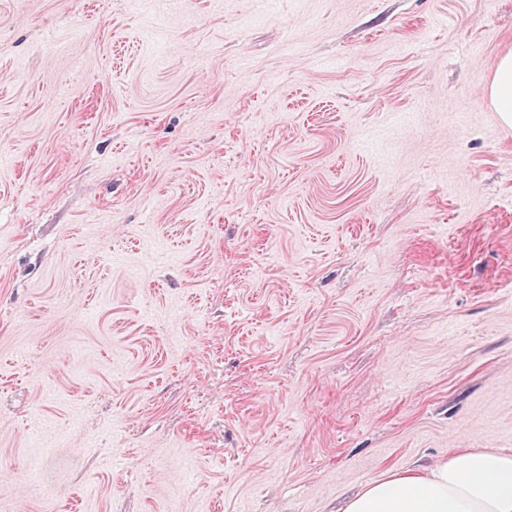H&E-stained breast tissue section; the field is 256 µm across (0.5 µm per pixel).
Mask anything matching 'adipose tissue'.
<instances>
[{"label": "adipose tissue", "mask_w": 512, "mask_h": 512, "mask_svg": "<svg viewBox=\"0 0 512 512\" xmlns=\"http://www.w3.org/2000/svg\"><path fill=\"white\" fill-rule=\"evenodd\" d=\"M488 97L512 126V51L495 62ZM340 512H512V452L449 449L436 462L366 483Z\"/></svg>", "instance_id": "adipose-tissue-1"}]
</instances>
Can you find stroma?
Here are the masks:
<instances>
[{
	"instance_id": "1",
	"label": "stroma",
	"mask_w": 512,
	"mask_h": 512,
	"mask_svg": "<svg viewBox=\"0 0 512 512\" xmlns=\"http://www.w3.org/2000/svg\"><path fill=\"white\" fill-rule=\"evenodd\" d=\"M512 0H0V512H337L512 451ZM488 97L501 121L512 126V51L503 53L495 62L488 85Z\"/></svg>"
}]
</instances>
